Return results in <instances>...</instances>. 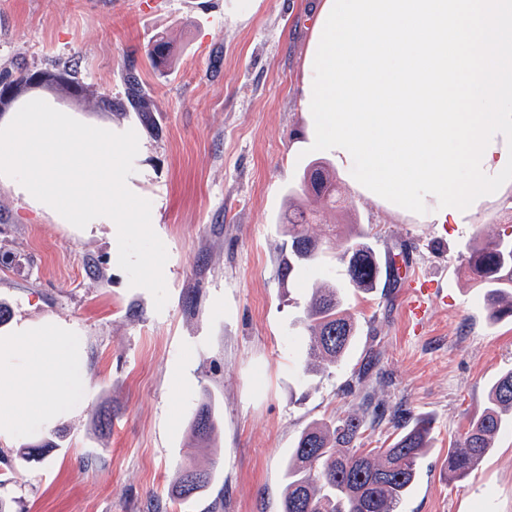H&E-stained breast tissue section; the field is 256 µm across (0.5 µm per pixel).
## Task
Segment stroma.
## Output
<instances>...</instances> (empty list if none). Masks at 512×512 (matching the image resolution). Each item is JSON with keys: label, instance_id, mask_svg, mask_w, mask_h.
<instances>
[{"label": "stroma", "instance_id": "stroma-1", "mask_svg": "<svg viewBox=\"0 0 512 512\" xmlns=\"http://www.w3.org/2000/svg\"><path fill=\"white\" fill-rule=\"evenodd\" d=\"M322 0H0V75L74 62L81 92L30 84L89 117L134 127L148 169L144 224H53L0 190V304L9 322L71 325L82 385L72 412L0 436L11 512H281L283 462L306 426L357 412L360 398L430 420L431 448L399 512H512V429L470 476L448 478V448L481 413L491 382L512 369V319L490 321L464 276L474 237L512 230V186L460 224H432L365 194L333 154L308 152L300 105L304 63ZM166 34L170 69L146 52ZM150 98L126 103V63ZM112 100L104 108L102 97ZM333 170L342 208L310 228L352 224L381 263L410 260L444 291L413 332L403 284L349 286L340 244L296 284L277 275L289 190L308 164ZM344 286L357 336L340 367L306 369L301 319L324 279ZM211 403L219 434L201 447L189 428ZM112 415L101 429L97 415ZM56 437L41 462L19 450ZM218 468L203 495L173 499L181 466Z\"/></svg>", "mask_w": 512, "mask_h": 512}]
</instances>
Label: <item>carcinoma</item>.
Wrapping results in <instances>:
<instances>
[{"label":"carcinoma","instance_id":"carcinoma-1","mask_svg":"<svg viewBox=\"0 0 512 512\" xmlns=\"http://www.w3.org/2000/svg\"><path fill=\"white\" fill-rule=\"evenodd\" d=\"M173 47L158 34L151 41L147 60L156 70L170 65ZM126 102L137 112L148 111L146 93L135 65L125 74ZM312 195L332 208L339 202L336 177L325 166L308 167L299 189L291 196ZM317 210L297 205L286 217L288 240L281 248L278 277L293 283L308 267L317 264L330 248L332 238L309 233ZM336 237L343 239L349 282L370 292L377 287L382 266L366 237L335 226ZM468 280L483 291L492 316L512 317V233L481 240L469 247L465 256ZM309 332L308 366L312 371H327L339 366L353 343L357 328L343 308L340 286L329 282L316 289L303 319ZM378 416L365 404L363 413L348 414L331 424H314L299 434L288 453L287 483L283 512H398V505L413 486L418 463L429 448L431 423L416 419L397 425L399 432L389 447L374 454L356 443L367 430L366 417ZM512 424V370L500 374L491 384L483 411L472 418L466 430L448 449V478L462 480L476 470L502 429ZM216 421L208 405L196 410L191 432L201 442L211 441ZM214 469L193 466L179 469L173 488L178 500L198 496L209 487Z\"/></svg>","mask_w":512,"mask_h":512}]
</instances>
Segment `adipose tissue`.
<instances>
[{"label": "adipose tissue", "mask_w": 512, "mask_h": 512, "mask_svg": "<svg viewBox=\"0 0 512 512\" xmlns=\"http://www.w3.org/2000/svg\"><path fill=\"white\" fill-rule=\"evenodd\" d=\"M139 140L116 127L72 111L55 99L33 94L0 114V188L56 224H140L135 199L147 173L129 166ZM77 357L69 325L22 320L0 336V435L30 424H50L69 406Z\"/></svg>", "instance_id": "ef3b65f1"}]
</instances>
